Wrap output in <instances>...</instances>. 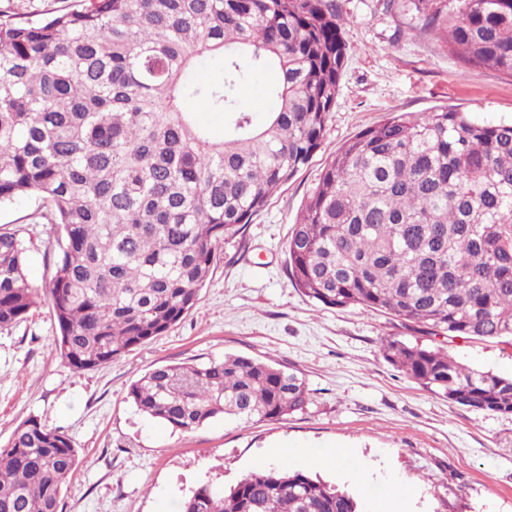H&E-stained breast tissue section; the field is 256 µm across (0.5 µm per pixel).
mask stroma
<instances>
[{"label": "stroma", "mask_w": 512, "mask_h": 512, "mask_svg": "<svg viewBox=\"0 0 512 512\" xmlns=\"http://www.w3.org/2000/svg\"><path fill=\"white\" fill-rule=\"evenodd\" d=\"M352 22L349 59L324 139L307 167L218 250L196 306L165 335L94 371L56 354L49 302L0 330V442L32 416L68 435L78 466L63 512H179L196 488L221 489L269 467L274 448L321 457L312 476L377 512L390 486L403 512H512V416L473 410L422 388L381 352L387 338L447 345L461 364L512 377V347L441 337L358 307L327 308L294 288L288 232L327 159L388 114L454 106L478 123L512 122V79L462 64L416 15L427 0H336ZM300 370L304 410L269 422L216 419L189 433L139 414L130 385L161 364L224 355Z\"/></svg>", "instance_id": "obj_1"}]
</instances>
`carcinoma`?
I'll return each mask as SVG.
<instances>
[{
  "instance_id": "carcinoma-1",
  "label": "carcinoma",
  "mask_w": 512,
  "mask_h": 512,
  "mask_svg": "<svg viewBox=\"0 0 512 512\" xmlns=\"http://www.w3.org/2000/svg\"><path fill=\"white\" fill-rule=\"evenodd\" d=\"M0 0V204L35 195L58 245L43 289L27 239L0 228V330L45 296L76 372L167 333L197 304L235 238L311 161L336 106L350 21L333 0ZM467 66L512 78V0H457L425 18ZM219 58L212 80L200 74ZM275 78L261 126L239 97ZM220 112L216 132L198 119ZM309 299L393 316L431 336L512 345V124L444 107L391 116L323 167L287 242ZM385 359L464 407L512 415V378L397 338ZM304 376L226 355L159 365L130 385L137 411L189 432L224 417L278 420L308 403ZM67 435L29 417L0 445V512H61L77 465ZM182 512H359L349 493L287 463Z\"/></svg>"
}]
</instances>
